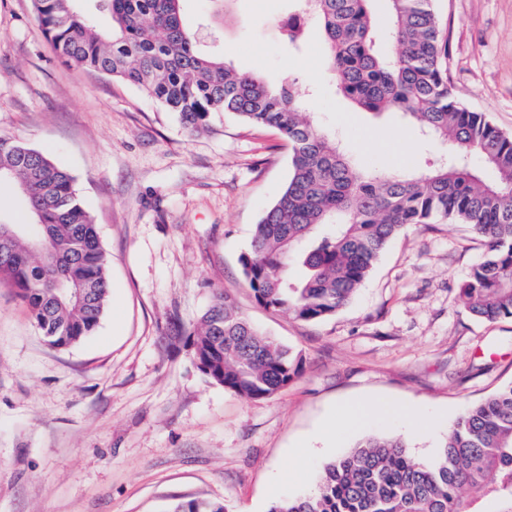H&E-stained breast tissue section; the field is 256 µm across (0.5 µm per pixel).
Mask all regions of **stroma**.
Here are the masks:
<instances>
[{
	"label": "stroma",
	"instance_id": "stroma-1",
	"mask_svg": "<svg viewBox=\"0 0 512 512\" xmlns=\"http://www.w3.org/2000/svg\"><path fill=\"white\" fill-rule=\"evenodd\" d=\"M181 8L236 69L313 86L310 111L357 162L415 171L438 152L413 118H376L337 94L316 21L303 49L286 45L294 0H226L220 21L214 0ZM434 9L459 99L512 135V0ZM0 133L71 173L110 261L106 312L66 349L0 281V512H168L193 499L268 512L370 436L433 460L468 407L512 384V318L477 319L460 300L488 254L466 224L399 233L325 320L258 306L240 257L288 180V141L221 112L186 131L136 87L59 58L31 0H0ZM220 293L301 357L276 395L240 397L197 368L190 333ZM358 402L397 415L353 429L341 409ZM414 413L435 428L419 432Z\"/></svg>",
	"mask_w": 512,
	"mask_h": 512
}]
</instances>
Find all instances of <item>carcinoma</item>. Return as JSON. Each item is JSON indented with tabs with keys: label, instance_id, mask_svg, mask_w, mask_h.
<instances>
[{
	"label": "carcinoma",
	"instance_id": "cac0c4a2",
	"mask_svg": "<svg viewBox=\"0 0 512 512\" xmlns=\"http://www.w3.org/2000/svg\"><path fill=\"white\" fill-rule=\"evenodd\" d=\"M60 56L138 87L191 132L213 112L272 127L291 144L288 180L240 257L255 301L303 321L330 317L368 276L388 242L411 224L441 218L471 225L489 253L460 289L481 319L512 317V136L471 110L448 83V40L433 0H388L393 26L385 51L370 18V0H296V15H314L329 48L338 90L359 109L400 112L448 157L413 173H371L304 111L297 83L273 88L238 71L185 25L181 0H100L112 28L99 30L82 0H31ZM301 48L306 27L283 28ZM476 155L483 168L475 167ZM495 178L485 179L483 169ZM0 175L27 200L23 223L40 225L53 256L31 252L18 235L0 252V278L15 288L48 342L66 348L91 335L108 304L107 254L73 176L50 156L0 135ZM300 272L288 276V264ZM199 370L247 399L290 383L301 360L262 334L234 300L216 297L192 332ZM486 499L512 512V385L459 416L437 458L412 457L398 438H367L322 465L315 490L269 512H480ZM171 512H226L210 500L179 502Z\"/></svg>",
	"mask_w": 512,
	"mask_h": 512
}]
</instances>
